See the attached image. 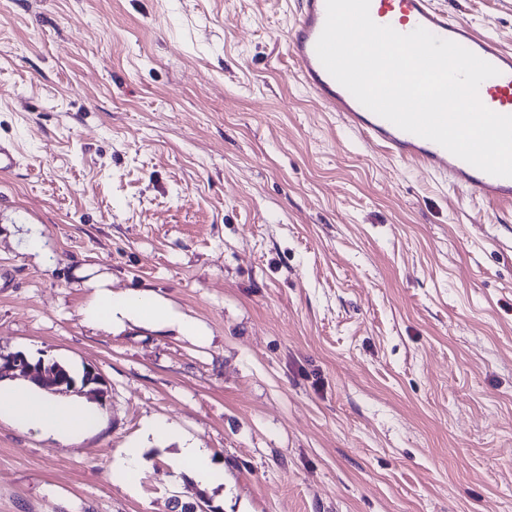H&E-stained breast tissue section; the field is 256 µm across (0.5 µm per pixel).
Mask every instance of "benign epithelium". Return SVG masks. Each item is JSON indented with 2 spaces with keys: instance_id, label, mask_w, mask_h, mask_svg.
<instances>
[{
  "instance_id": "7a95c632",
  "label": "benign epithelium",
  "mask_w": 512,
  "mask_h": 512,
  "mask_svg": "<svg viewBox=\"0 0 512 512\" xmlns=\"http://www.w3.org/2000/svg\"><path fill=\"white\" fill-rule=\"evenodd\" d=\"M17 371L31 374L39 387L52 394L67 393L79 386L83 388L92 386L101 398L107 397L102 378L92 370L84 372V380L79 384L70 373L44 359L33 364L23 353H16L6 358L0 357V377L10 376Z\"/></svg>"
}]
</instances>
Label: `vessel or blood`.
<instances>
[{"instance_id":"vessel-or-blood-1","label":"vessel or blood","mask_w":512,"mask_h":512,"mask_svg":"<svg viewBox=\"0 0 512 512\" xmlns=\"http://www.w3.org/2000/svg\"><path fill=\"white\" fill-rule=\"evenodd\" d=\"M370 15L377 24L403 34L425 28L494 65L498 74L482 82L479 98L490 110L512 115V49L503 48L493 38L477 33L468 23L448 15L434 0H370ZM325 20V0H300L296 23L287 39V51L311 95L345 116L351 126L393 158L445 174L473 197L490 204L512 203V178L483 172L437 143L401 130L364 107L339 84L324 68L315 50Z\"/></svg>"}]
</instances>
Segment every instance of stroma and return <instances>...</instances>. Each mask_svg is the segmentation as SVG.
Segmentation results:
<instances>
[{
  "instance_id": "35a3bbf8",
  "label": "stroma",
  "mask_w": 512,
  "mask_h": 512,
  "mask_svg": "<svg viewBox=\"0 0 512 512\" xmlns=\"http://www.w3.org/2000/svg\"><path fill=\"white\" fill-rule=\"evenodd\" d=\"M512 48V0H438ZM296 0H0V355L100 374L73 443L0 420V512H512V209L302 86ZM45 256L29 253L30 234ZM148 292L201 337L85 322ZM162 417L223 486L151 444ZM180 454L175 461V470L183 472L186 477L201 487L224 484V470L217 467L211 453L199 448L198 443L179 435ZM145 448L142 441H132L122 448L111 464L112 477L127 486L136 484L140 471L145 467Z\"/></svg>"
}]
</instances>
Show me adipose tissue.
I'll return each mask as SVG.
<instances>
[{
    "label": "adipose tissue",
    "mask_w": 512,
    "mask_h": 512,
    "mask_svg": "<svg viewBox=\"0 0 512 512\" xmlns=\"http://www.w3.org/2000/svg\"><path fill=\"white\" fill-rule=\"evenodd\" d=\"M81 313L86 322L103 327L127 319L156 327L175 324L186 333L199 330L196 320L174 315L166 305L149 296L116 295L102 284ZM1 419L27 430L77 442L97 426L99 415L79 402L55 397L33 386L24 388L6 382L0 383ZM144 436L156 442L178 438L180 453L175 461L176 470L202 487L223 484L224 472L215 465L211 453L189 437H176L174 429L164 419L147 420Z\"/></svg>",
    "instance_id": "adipose-tissue-1"
}]
</instances>
